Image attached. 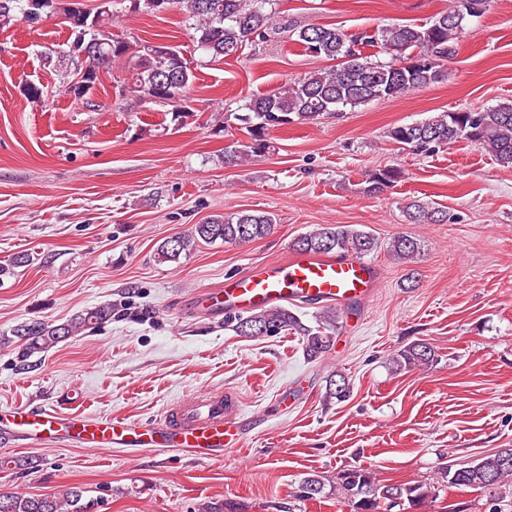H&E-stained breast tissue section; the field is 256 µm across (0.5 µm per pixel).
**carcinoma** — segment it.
Here are the masks:
<instances>
[{"mask_svg": "<svg viewBox=\"0 0 512 512\" xmlns=\"http://www.w3.org/2000/svg\"><path fill=\"white\" fill-rule=\"evenodd\" d=\"M129 10L157 16L178 9L194 20L192 41L213 59L236 55L251 36L264 39L279 34L273 16L264 10L268 0H129ZM112 0H100L92 9L75 6L64 9L71 30L68 53L76 58V81L67 92L77 98L92 93L100 71L119 58L129 59V77L124 91L142 100H160L171 106V121L178 122L192 111L190 90L196 79L183 51L172 45H145L135 52L129 42L99 38L98 27L112 19ZM487 0H454V5L437 13L430 22L390 23L370 34H353L341 27L308 24L294 28L293 35L306 52L336 62L330 69L317 70L282 88L256 95L245 104L247 114L240 118L249 140L224 148V166L235 167L243 159L275 150L268 129L295 120L312 123L323 115L343 108H357L372 100H393L409 92L429 87L442 77L440 61L451 54L449 41L461 33L465 23L479 17ZM57 13V0H0V27L16 21L36 23ZM368 47L390 56V61H374L364 55ZM390 138L416 152H431L460 139L491 149L504 167H512V102L500 103L483 111L438 112L428 119L399 125ZM398 177L394 168L378 170L370 178L369 191H377ZM409 218L418 224L444 220L443 213L413 202ZM275 218L268 212L241 210L215 215L196 224L187 236L166 240L158 248L164 262H175L202 241L233 244L263 239L273 233ZM377 247L374 235L347 224H324L298 238L293 249L317 256L341 252L363 255ZM390 251L409 263L419 254L416 239L403 235L393 239ZM112 319V305L88 309L65 324L45 321L22 323L0 334V345L20 342L21 356L40 353L75 332L101 326ZM341 313L327 305L315 315V325H307L286 307L253 312L236 319L233 330L239 336H275L292 332L302 339L307 357L319 359L335 342ZM434 359L427 343H414L397 352L392 363L397 371L424 365ZM448 486L481 488L490 491L512 487V448H499L466 464H450L443 470ZM322 476L302 478L294 497L318 500L336 496L350 512H381L382 505L402 500L419 507L436 496L426 484L382 483L362 466H347L339 471L335 484L325 490ZM93 504L84 499L83 490L74 486L60 493L30 495L0 494V512H90Z\"/></svg>", "mask_w": 512, "mask_h": 512, "instance_id": "cac0c4a2", "label": "carcinoma"}]
</instances>
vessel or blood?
Returning <instances> with one entry per match:
<instances>
[{"label": "vessel or blood", "mask_w": 512, "mask_h": 512, "mask_svg": "<svg viewBox=\"0 0 512 512\" xmlns=\"http://www.w3.org/2000/svg\"><path fill=\"white\" fill-rule=\"evenodd\" d=\"M381 277L361 257L298 254L284 262L251 266L244 275L198 291L193 306L202 313L248 314L284 305L366 302ZM0 438L38 448L66 442L95 452L107 448H168L194 459L223 456L244 440V424L232 396L206 390L177 402L153 421L109 418L92 421L53 409L16 406L0 410Z\"/></svg>", "instance_id": "obj_1"}]
</instances>
